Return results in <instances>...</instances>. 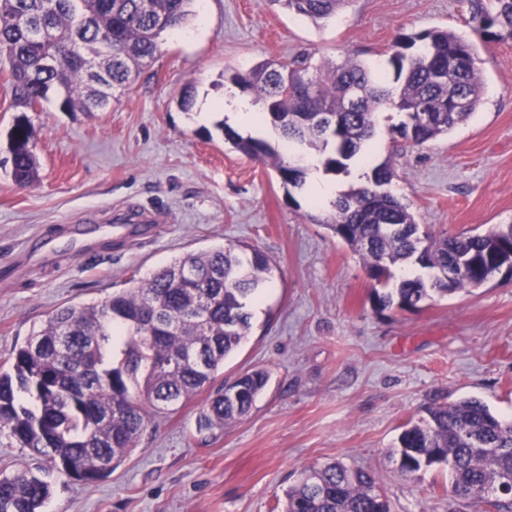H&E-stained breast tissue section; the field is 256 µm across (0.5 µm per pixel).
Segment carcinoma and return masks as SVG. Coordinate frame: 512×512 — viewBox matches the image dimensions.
<instances>
[{
	"instance_id": "carcinoma-1",
	"label": "carcinoma",
	"mask_w": 512,
	"mask_h": 512,
	"mask_svg": "<svg viewBox=\"0 0 512 512\" xmlns=\"http://www.w3.org/2000/svg\"><path fill=\"white\" fill-rule=\"evenodd\" d=\"M195 0H0V61L8 63L16 106L29 109L54 94L60 108L105 109L155 58L163 33L187 23ZM291 14L324 22L346 0H270ZM468 26L485 42L512 40V0H463ZM41 26L45 42L29 39ZM48 55L59 65L47 69ZM393 77L346 60L309 74L300 62L269 60L233 77L262 104L291 146L329 151L327 170L346 173L375 137L377 114L400 116L393 133L414 147L448 135L480 106L483 84L475 43L433 28L394 41ZM466 99L455 110L457 98ZM224 142L271 166L284 188L303 170L270 144L222 125ZM33 127L10 136L11 174L33 182ZM390 160L367 183L332 202L325 225L359 254L371 279L374 309L412 310L433 298L468 291L500 274L512 280V224L483 233L437 236L421 230L410 206L390 190ZM411 263L423 273L395 278ZM276 265L246 244L186 253L105 300L64 305L0 361V444L43 457L84 483L104 478L138 447L148 411L186 402L214 381L224 360L247 340L250 299ZM117 348H112L113 340ZM268 375L247 372L218 389L199 411L198 432L224 429L253 407ZM398 470L448 469L450 496L477 512H512V421L476 398L434 403L402 430L393 451ZM50 485L26 469L0 478V512H41ZM282 512H391L375 475L332 462L305 470L284 492Z\"/></svg>"
}]
</instances>
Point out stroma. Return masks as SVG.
Wrapping results in <instances>:
<instances>
[{
  "mask_svg": "<svg viewBox=\"0 0 512 512\" xmlns=\"http://www.w3.org/2000/svg\"><path fill=\"white\" fill-rule=\"evenodd\" d=\"M194 10L186 38L164 33L154 61L97 112H63L53 99L20 112L0 64V359L57 306L104 300L188 252L244 243L276 276L213 386L151 414L111 475L71 481L3 445L0 473L26 468L48 481L42 512H280L303 469L338 460L376 473L391 512H472L450 497L447 469L408 478L390 455L433 402L476 397L512 418V282L496 276L415 310L376 311L362 259L324 224L330 207L310 205L305 188L285 191L218 127L235 73L270 59L383 65L402 34L471 36L461 0H350L318 25L269 0H197ZM476 49L483 100L451 134L394 146L389 114L379 118L371 161L392 158V191L436 234L512 224V41ZM20 119L36 131L39 162L24 187L6 163ZM132 206L155 210L156 222L116 226ZM253 369L269 380L250 412L197 433L216 387Z\"/></svg>",
  "mask_w": 512,
  "mask_h": 512,
  "instance_id": "stroma-1",
  "label": "stroma"
}]
</instances>
